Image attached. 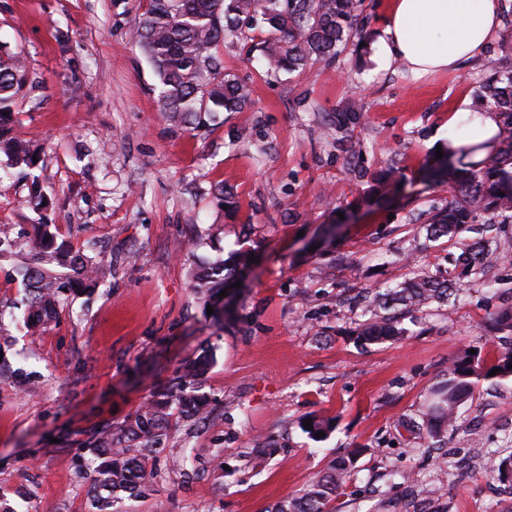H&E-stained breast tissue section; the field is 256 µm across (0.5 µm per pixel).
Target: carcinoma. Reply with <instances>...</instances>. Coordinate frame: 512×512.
Segmentation results:
<instances>
[{
	"instance_id": "obj_1",
	"label": "carcinoma",
	"mask_w": 512,
	"mask_h": 512,
	"mask_svg": "<svg viewBox=\"0 0 512 512\" xmlns=\"http://www.w3.org/2000/svg\"><path fill=\"white\" fill-rule=\"evenodd\" d=\"M362 0H149L138 20L135 37L147 54L161 83V106L171 122L198 129L218 112H239L249 102L246 85L224 72L220 47L227 35H236L261 20L267 39L260 51L267 70L292 72L311 61H330L355 36ZM28 82L19 55L0 45V152L22 172L35 167L33 145L9 136L11 104ZM476 109L496 112L512 131V61L499 66ZM483 157H478V154ZM431 179L448 186V203L428 220V237L453 238L470 224L512 223V141L489 151L485 143H464L427 169ZM488 253L485 244L467 246L458 256L461 273L475 270ZM250 251L237 250L231 263L214 262L196 276V294L210 301L226 288L236 272L249 267ZM0 262L13 264L28 290L27 307L37 320L51 316L63 301L64 290L81 285L89 290L112 272L93 258L58 240L56 226L38 224L22 252L12 232L0 229ZM448 280L416 275L401 288L375 296L369 318L353 330L364 343L402 336L406 330L390 311L397 306L419 310L448 300ZM502 347L490 359L467 351L454 359L431 391L423 426L431 436L453 427L475 385L496 377H512V308L493 318ZM212 365L205 353L186 360L175 384L156 390L123 422L101 428L90 442L94 467L89 487L93 512H125L127 500L144 499L153 491L157 474L152 467L173 419L196 423L205 417L208 398L199 392ZM356 456L336 459L305 492L285 498L270 512H335L334 502L352 479ZM489 471L512 484V454L489 461Z\"/></svg>"
}]
</instances>
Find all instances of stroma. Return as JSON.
I'll return each instance as SVG.
<instances>
[{"instance_id":"35a3bbf8","label":"stroma","mask_w":512,"mask_h":512,"mask_svg":"<svg viewBox=\"0 0 512 512\" xmlns=\"http://www.w3.org/2000/svg\"><path fill=\"white\" fill-rule=\"evenodd\" d=\"M147 6L0 0V44L29 71L9 128L40 155L23 175L0 154V225L23 244L35 225H56L112 268L32 333L25 287L0 264V496L17 512H91L90 433L207 352L208 417L173 425L153 497L128 501V512H270L352 448L356 472L336 512H512V492L486 468L512 453V377L480 381L442 441L421 430L449 363L499 346L486 325L512 307V246L459 283L457 300L404 319L406 336H352L364 294L448 274L472 240L512 243V223L437 241L424 227L448 188L423 165L459 130L448 120L459 103L484 94L505 54L499 38L458 71L420 77L381 65L388 0H364L363 32L335 59L273 75L259 61L267 32L255 27L221 50L251 105L184 131L162 112L160 81L132 37ZM340 116L338 137L327 136ZM391 163L400 185L375 191ZM34 188L45 207L30 203ZM241 248L257 262L238 274L222 316L208 314L193 276ZM311 415L335 418V429L310 439ZM396 470L414 483L395 484Z\"/></svg>"}]
</instances>
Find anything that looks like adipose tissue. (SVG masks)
Instances as JSON below:
<instances>
[{"label": "adipose tissue", "instance_id": "obj_1", "mask_svg": "<svg viewBox=\"0 0 512 512\" xmlns=\"http://www.w3.org/2000/svg\"><path fill=\"white\" fill-rule=\"evenodd\" d=\"M500 12L499 0H390L381 61L418 74L459 68L488 44Z\"/></svg>", "mask_w": 512, "mask_h": 512}]
</instances>
